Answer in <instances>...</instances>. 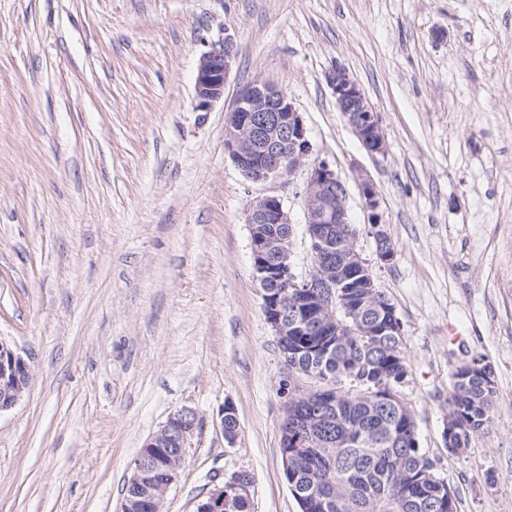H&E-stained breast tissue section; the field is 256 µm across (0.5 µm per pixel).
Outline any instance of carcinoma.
<instances>
[{"label":"carcinoma","instance_id":"carcinoma-1","mask_svg":"<svg viewBox=\"0 0 512 512\" xmlns=\"http://www.w3.org/2000/svg\"><path fill=\"white\" fill-rule=\"evenodd\" d=\"M336 238V276L349 272L341 242L356 233L352 224H330ZM388 298L375 290L372 299L349 312H336V322L349 326L333 331L326 316L316 332L292 336L288 353L280 354L288 374L317 372L326 378L328 395L336 398L334 415L315 424L309 447L292 461L301 496V512H457V500L445 509L430 508L454 490L430 470L417 446V423L409 406L378 399L380 386L408 374L401 336H370ZM465 366L452 374L448 417L457 424L458 447L487 429L494 412L495 386Z\"/></svg>","mask_w":512,"mask_h":512}]
</instances>
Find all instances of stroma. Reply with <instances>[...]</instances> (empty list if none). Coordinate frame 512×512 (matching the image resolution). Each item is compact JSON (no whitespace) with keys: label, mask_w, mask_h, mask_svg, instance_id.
I'll list each match as a JSON object with an SVG mask.
<instances>
[{"label":"stroma","mask_w":512,"mask_h":512,"mask_svg":"<svg viewBox=\"0 0 512 512\" xmlns=\"http://www.w3.org/2000/svg\"><path fill=\"white\" fill-rule=\"evenodd\" d=\"M227 37L224 96L196 111L198 60ZM338 66L385 154L339 112ZM257 81L288 95L347 186L358 247L403 325L400 395L421 450L458 512H512V0H0V341L31 370L0 412V512H118L133 460L184 406L204 425L162 512H195L241 471L251 512H300L246 214L280 196L308 273L306 174L255 182L228 156L227 118ZM474 357L494 372L495 417L452 454L450 376ZM327 81L339 111L344 114L366 151L372 155L385 154V137L360 86L340 66L328 73ZM358 182L361 195L364 199V204L366 208L370 211L371 234L376 240V242L379 243L385 237H388V234L384 226L382 225L381 217L378 213L380 207L378 193L373 182L367 175L360 173L358 175Z\"/></svg>","instance_id":"obj_1"}]
</instances>
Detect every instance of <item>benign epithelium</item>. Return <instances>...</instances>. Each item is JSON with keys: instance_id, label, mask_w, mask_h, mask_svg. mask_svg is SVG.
Listing matches in <instances>:
<instances>
[{"instance_id": "7a95c632", "label": "benign epithelium", "mask_w": 512, "mask_h": 512, "mask_svg": "<svg viewBox=\"0 0 512 512\" xmlns=\"http://www.w3.org/2000/svg\"><path fill=\"white\" fill-rule=\"evenodd\" d=\"M232 59L230 38L200 56L194 82L196 111L207 112L214 102L224 97ZM327 81L339 111L366 151L372 155L385 154V137L360 86L340 66L328 73ZM224 145L234 164L255 182L291 177L308 165L313 152L300 112L287 94L272 84L261 82L247 86L238 94L225 129ZM358 182L364 204L370 211L371 234L379 242L387 237V232L378 213V193L367 175L359 174ZM346 198V186L331 164L324 159L314 162L304 187L306 236L314 265L304 276L296 273L292 260L293 230L281 197L263 196L251 203L247 211L252 267L262 288V308L275 336L284 344L296 326V322L288 320L285 311L288 295L312 298L334 320L336 306L346 310L362 304L368 297L365 290L376 287L371 267L362 258L356 241H351L349 252L357 265L348 277L336 280V264L326 258L332 249L326 225L348 223ZM259 224H282L284 230L278 241L271 244L257 228ZM282 376H288V370H283ZM29 382V364L0 341V411L12 408L20 400ZM316 391L315 384L303 385L296 376H291L290 386L280 389L284 418L296 417L298 400L309 398ZM202 426L201 418L191 407L184 406L169 414L160 429L145 442L126 482L128 487L146 488V494L123 496L119 512H161L163 497L178 481L187 450ZM161 448H173L175 453L162 457L159 455ZM251 484L250 476L233 474L215 485L206 499L197 504L196 512H223L233 500H250Z\"/></svg>"}]
</instances>
